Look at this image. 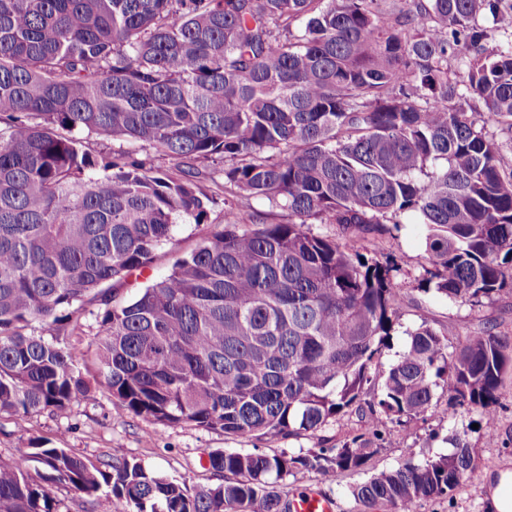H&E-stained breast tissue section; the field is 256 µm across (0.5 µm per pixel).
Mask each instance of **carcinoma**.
<instances>
[{
  "label": "carcinoma",
  "mask_w": 512,
  "mask_h": 512,
  "mask_svg": "<svg viewBox=\"0 0 512 512\" xmlns=\"http://www.w3.org/2000/svg\"><path fill=\"white\" fill-rule=\"evenodd\" d=\"M487 12L512 33L509 0H0V413L86 396L72 353L25 329L60 331L87 300L105 305L96 358L120 408L234 437L315 434L377 386L401 284L313 221L356 238L411 212L436 293L465 305L511 284L512 42L486 47ZM79 133L174 165L93 154ZM212 184L232 196L228 227L132 299L108 293L175 224L208 220ZM255 198L288 222H262ZM407 336L370 427L433 411L443 383L493 426L512 344L451 350L424 323ZM18 455L0 458V512H60L58 484L123 512H289L284 476L358 472L369 451L218 450L211 469L233 479L193 494L134 460L43 442ZM475 468L456 440L352 496L416 512Z\"/></svg>",
  "instance_id": "1"
}]
</instances>
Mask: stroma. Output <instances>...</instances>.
Listing matches in <instances>:
<instances>
[{
  "label": "stroma",
  "instance_id": "35a3bbf8",
  "mask_svg": "<svg viewBox=\"0 0 512 512\" xmlns=\"http://www.w3.org/2000/svg\"><path fill=\"white\" fill-rule=\"evenodd\" d=\"M227 211V204L219 200L213 205L207 223L175 225L170 239L156 250L153 262L119 284V297L132 298L140 289L168 274L176 258L191 252L204 238L223 228ZM425 236L423 225L402 224L386 233L365 235L359 241L368 259L380 263L393 261V276L403 286L399 319L387 338L386 348L369 366L372 376L382 375L398 360L408 340L407 330L423 323L444 334L452 346L485 332L512 340V288L496 292L474 306L456 305L426 290L429 259ZM99 312L98 303L84 304L58 336L60 343L74 353L80 374L90 387L89 395L62 412L29 416L1 413L0 457H15L17 449L40 439L95 463L116 458L141 462L160 476L185 483L193 493L224 483V475L208 465L209 454L217 450L293 454L302 449L338 448L358 440L373 450L363 470L328 479L319 472L299 469L279 482L285 498L316 489L337 502L338 512H360L351 495L354 484L409 460L421 462L446 454L454 437L473 449L476 473L452 498L423 502L419 512H489L492 493L501 475L512 474V373L504 377L495 406L496 425L491 430L486 428L479 408L451 405L449 392L440 387L435 392L438 407L434 412L402 423L386 419L375 430L368 424L369 412L353 407L313 435L227 437L223 432L192 423L161 425L116 408L111 394L99 383L94 356L102 331Z\"/></svg>",
  "mask_w": 512,
  "mask_h": 512
}]
</instances>
